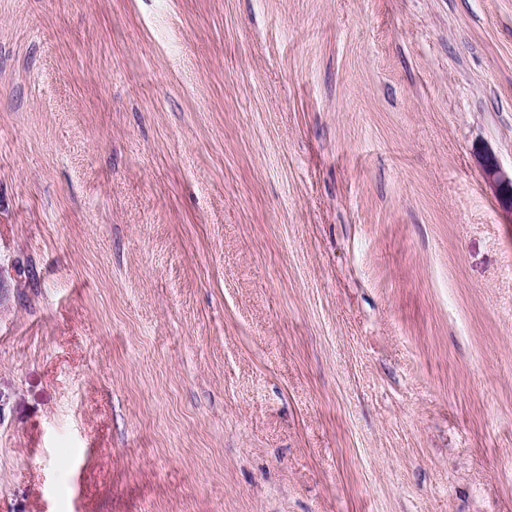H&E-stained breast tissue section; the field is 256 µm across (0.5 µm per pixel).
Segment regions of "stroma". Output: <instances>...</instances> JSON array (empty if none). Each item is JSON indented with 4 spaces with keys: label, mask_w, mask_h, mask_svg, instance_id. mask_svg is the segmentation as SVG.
Instances as JSON below:
<instances>
[{
    "label": "stroma",
    "mask_w": 512,
    "mask_h": 512,
    "mask_svg": "<svg viewBox=\"0 0 512 512\" xmlns=\"http://www.w3.org/2000/svg\"><path fill=\"white\" fill-rule=\"evenodd\" d=\"M512 0H0V512H512ZM479 164L484 177L498 193L502 209L510 216L512 223V172L509 177L489 155H480Z\"/></svg>",
    "instance_id": "obj_1"
}]
</instances>
